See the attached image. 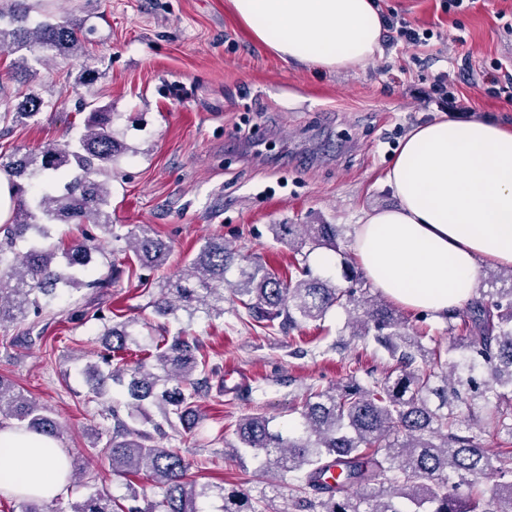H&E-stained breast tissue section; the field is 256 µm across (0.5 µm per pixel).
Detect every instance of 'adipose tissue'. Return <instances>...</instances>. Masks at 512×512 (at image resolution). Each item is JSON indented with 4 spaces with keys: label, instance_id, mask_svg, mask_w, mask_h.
I'll return each mask as SVG.
<instances>
[{
    "label": "adipose tissue",
    "instance_id": "adipose-tissue-1",
    "mask_svg": "<svg viewBox=\"0 0 512 512\" xmlns=\"http://www.w3.org/2000/svg\"><path fill=\"white\" fill-rule=\"evenodd\" d=\"M247 33L285 61L322 70L366 64L380 49L375 0H228ZM397 207L365 213L354 253L367 280L399 304L444 316L476 293L482 266H512V131L486 120L414 128L387 175ZM57 442L0 430V494L68 492Z\"/></svg>",
    "mask_w": 512,
    "mask_h": 512
}]
</instances>
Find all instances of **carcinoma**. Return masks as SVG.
Here are the masks:
<instances>
[{
	"mask_svg": "<svg viewBox=\"0 0 512 512\" xmlns=\"http://www.w3.org/2000/svg\"><path fill=\"white\" fill-rule=\"evenodd\" d=\"M0 51L12 56L7 73L19 78L31 62L57 56L80 58L87 19L69 13L35 11L29 0L0 4ZM48 106L28 96L16 108L5 106L0 121L8 125ZM77 137L37 153L0 161L15 189L16 207L0 225V326L37 319L47 313L60 290L110 288L125 270L112 264L111 275L87 281L95 258L107 240L125 242L120 251L133 252L140 266L168 265L171 246L139 230L118 232L108 212L112 173L126 151L112 133V108L95 102ZM40 176L28 190L25 173ZM55 224H80V236L68 247L52 242ZM275 238L308 259L318 248H337L334 224H273ZM28 242L21 253L15 244ZM237 254L222 238H209L173 278L158 284L153 311L160 317L183 311L188 320L198 312L224 314V292L242 308L239 317L268 329L297 328L321 321L333 307L345 310L350 336L372 340L383 348L392 366L379 378L361 379L348 368L342 384L309 389L303 396L300 421L284 435L268 418L251 415L237 424L235 458L248 455L261 474L297 473L292 497L294 512H512V449L492 452L481 434L504 432L512 439V269L491 271L490 288L448 319L461 320L466 335L448 337L445 351L428 348L422 337L405 327L399 312L369 289L341 288L312 276L307 264L283 279L260 259L236 264ZM237 277H226L231 267ZM103 331L91 342L86 371L97 394L109 384L125 389L129 401L109 407L114 422L105 451L112 475L142 474L159 499L138 504L131 490L121 503L94 491L72 506V512H210L205 498L212 488L187 478L189 463L174 448L152 443V432L138 427L147 403L161 411L153 432L193 424L201 384L218 370L195 336L181 328L161 337L155 352L133 366L122 357L140 346L137 318L109 324L98 314ZM483 369L486 377L477 380ZM10 425L54 441L61 438L49 409L26 397L12 381L0 376V426ZM337 469L336 483L325 476ZM220 512H283L274 500L253 498L243 489L219 492Z\"/></svg>",
	"mask_w": 512,
	"mask_h": 512,
	"instance_id": "cac0c4a2",
	"label": "carcinoma"
}]
</instances>
